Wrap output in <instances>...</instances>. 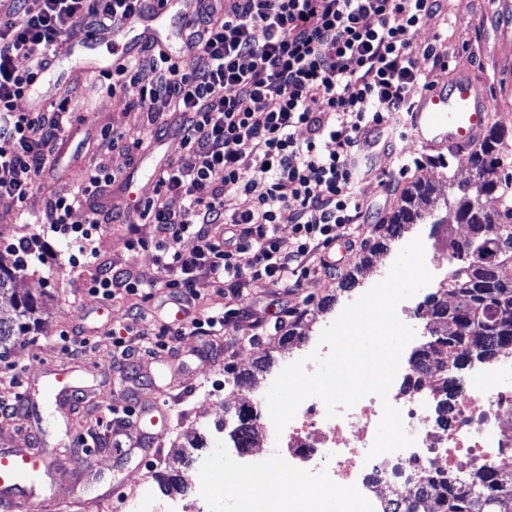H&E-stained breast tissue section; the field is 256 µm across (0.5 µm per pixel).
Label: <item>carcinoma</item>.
I'll return each instance as SVG.
<instances>
[{"label": "carcinoma", "mask_w": 512, "mask_h": 512, "mask_svg": "<svg viewBox=\"0 0 512 512\" xmlns=\"http://www.w3.org/2000/svg\"><path fill=\"white\" fill-rule=\"evenodd\" d=\"M504 132L490 127L483 148L470 155L475 175L458 181L448 178V196L435 194L434 185L417 181L402 196V205L390 217L385 239L402 236L406 224H438L434 212L437 200L451 206L467 224L486 225L490 233L458 240L448 237V251L455 258L445 283L429 293L420 309L426 316L433 341L412 354L422 370L432 378L431 392L448 393L462 389L456 375L471 360L478 362L496 356L512 345V210L503 213L481 207L483 196L512 181V162L503 154ZM17 264L8 265L0 257V296L9 294L15 315L0 316V351L9 349L30 330L28 319L36 302L19 296L14 284ZM450 347L455 358L440 359V348ZM242 448L255 439L249 419L237 416L230 432ZM512 500V463L492 462L462 482L452 474L420 476L418 486L407 496L390 499L382 512H499L501 504Z\"/></svg>", "instance_id": "cac0c4a2"}]
</instances>
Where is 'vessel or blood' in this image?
Segmentation results:
<instances>
[{
	"label": "vessel or blood",
	"mask_w": 512,
	"mask_h": 512,
	"mask_svg": "<svg viewBox=\"0 0 512 512\" xmlns=\"http://www.w3.org/2000/svg\"><path fill=\"white\" fill-rule=\"evenodd\" d=\"M185 0H164L142 15L134 18L133 27L140 33L129 36L127 31L114 33L112 50L102 59L98 70L120 66L133 55L151 36L146 25L163 21L166 15L185 14ZM101 37L90 34L76 38L64 45L56 57L57 71L40 74L34 81L29 98L36 105H44L52 83L61 80V65L77 70L88 68L90 51L100 43ZM492 105L489 95L477 80L465 73L457 74L449 84L422 91L413 109L412 134L427 149L445 146H466L479 137L491 119ZM73 367L47 369L41 383L24 382L20 395L26 407L36 406L38 400L54 403L58 408L69 409L80 386L73 377ZM82 458L68 451L55 450L45 454L38 448L0 447V512H27L33 491L44 473L59 470H79Z\"/></svg>",
	"instance_id": "vessel-or-blood-1"
}]
</instances>
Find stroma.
Wrapping results in <instances>:
<instances>
[{"mask_svg":"<svg viewBox=\"0 0 512 512\" xmlns=\"http://www.w3.org/2000/svg\"><path fill=\"white\" fill-rule=\"evenodd\" d=\"M415 41L422 46L436 43L448 60L449 70H464L487 89L494 106L491 122L504 130L505 151L512 155V0H445L442 11L418 25ZM98 81V74L76 71L67 73L56 86V93L67 89L73 92L71 109L78 134L68 149L58 154L47 173L45 188L33 191L22 211L0 208V248H8L19 238L37 232L34 219L44 211L50 194L76 192L86 167L96 159L106 158L110 168L121 172L127 184L123 191L108 189L101 200L108 209L124 198L152 194L154 173L181 155L179 125L174 121L161 136L145 142L137 159H129L122 147H107L101 138L104 127L112 125L136 135L143 129V116L130 107L128 96L101 95ZM398 150L419 159V167L403 175L396 166V155L377 147L367 151L369 174L357 186L365 221L354 235V245L342 253L335 277L310 273L301 288L289 294L259 281L235 300L223 289L205 288L199 315L237 308L245 312L244 318L208 337L188 333L163 338L146 333L150 323L170 318L169 291L164 284L172 275L157 266L150 253L130 250L127 241L133 234L152 240L153 225L112 223L96 234L98 255L116 267L128 269L147 286L146 291L136 295L117 291L108 300L89 295L85 287L87 275L72 267L65 240L58 235L47 236L45 252L31 258L16 284L18 293L35 300L36 321L33 334L20 338L6 356L7 362L16 364L17 372L12 379L0 377V400L10 398L25 380L39 379L46 367L77 362L89 369L81 377L85 385L112 392L118 408H134V415L122 420L124 444L142 438L144 423L138 408L159 401L170 414L167 430L153 438L154 452L127 459L109 448L94 450L89 473H77L66 481H50L53 498L72 500L70 512H82L81 503L100 498L115 483L156 493L164 486L166 476L175 473L181 474L184 482H191L198 460L209 455L216 441L224 437L225 406L241 403L250 396L251 390L230 386L232 375L256 372L257 362L267 356L282 362L288 353L282 333L258 328L255 318H271L281 306L314 315L321 300L332 294L337 300L330 306V313L341 311L348 298L347 293L337 290L341 278L357 267L365 243L379 237V227L398 207L402 191L421 179L435 184L444 194L448 191L446 178L461 179L469 172L470 151L466 148L446 151L447 164L443 167L432 164L429 151L414 138L399 142ZM118 330L131 332L130 344L135 350L132 358H122L115 351L112 334ZM65 331L81 333L87 339L81 356L64 349L59 336ZM205 344L217 346L220 356L213 359L199 355V348ZM112 417L111 410L98 409L93 400L82 403L75 415L0 416V440L18 448L35 444L52 449L62 442L73 445L80 436L93 431L98 421ZM196 439L202 440L203 446L195 451L191 443ZM148 471L153 477L146 482L142 476Z\"/></svg>","mask_w":512,"mask_h":512,"instance_id":"obj_1","label":"stroma"}]
</instances>
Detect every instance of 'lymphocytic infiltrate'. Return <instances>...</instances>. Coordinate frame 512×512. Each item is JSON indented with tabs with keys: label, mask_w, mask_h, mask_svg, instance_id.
<instances>
[{
	"label": "lymphocytic infiltrate",
	"mask_w": 512,
	"mask_h": 512,
	"mask_svg": "<svg viewBox=\"0 0 512 512\" xmlns=\"http://www.w3.org/2000/svg\"><path fill=\"white\" fill-rule=\"evenodd\" d=\"M439 7L440 0H195L182 20V55L147 44L104 74L100 92L129 95L146 127L179 119L180 159L161 173L152 198L124 207L155 226L152 242L132 239L129 248L151 251L173 275L169 297L183 317L158 335L179 336L188 325L203 336L236 317L233 309L198 317L202 288L236 299L258 281L290 291L310 269L330 270L329 245L350 238L363 217V146L379 137L395 153L411 131L415 89L431 88L448 69L436 44L413 41ZM140 8V0H9L0 13L1 208L22 207L72 127L66 97L45 112L18 111L28 85L60 43L112 33ZM186 54L194 66L184 65ZM422 59L429 71L419 68ZM244 142L252 146L246 155L238 150ZM115 181L106 161L95 162L81 192L51 197L42 217L45 232L77 245L73 266L97 267L88 288L104 299L140 288L125 270L101 265L91 244L109 221L98 200ZM169 195L181 199L179 209L168 207ZM239 196L248 208L233 206ZM286 209L293 229L285 242L278 224ZM186 239L191 249H183Z\"/></svg>",
	"instance_id": "lymphocytic-infiltrate-1"
}]
</instances>
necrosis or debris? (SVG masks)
Segmentation results:
<instances>
[{"label":"necrosis or debris","mask_w":512,"mask_h":512,"mask_svg":"<svg viewBox=\"0 0 512 512\" xmlns=\"http://www.w3.org/2000/svg\"><path fill=\"white\" fill-rule=\"evenodd\" d=\"M422 373L410 354H402L387 401L401 412L414 445L369 457L383 415V400L369 395L330 419L323 402L304 400L284 428L280 445L294 466L327 471L335 483L355 486L381 512L388 491L408 494L425 471L452 472L465 480L484 465L512 460V347L500 350L492 369L474 374L467 387L452 393L448 418L416 383Z\"/></svg>","instance_id":"obj_1"}]
</instances>
